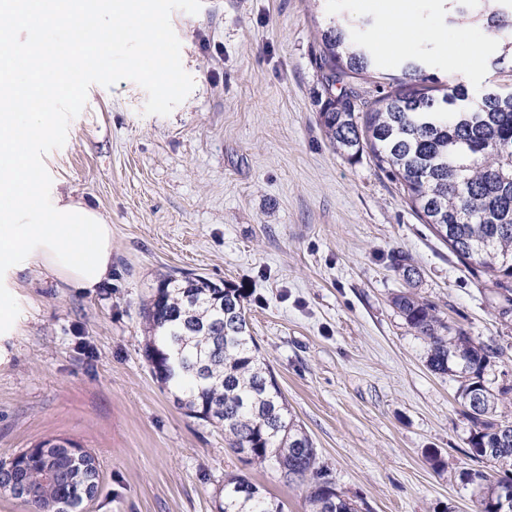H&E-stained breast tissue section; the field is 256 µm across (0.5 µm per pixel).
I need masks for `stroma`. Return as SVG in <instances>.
<instances>
[{"label": "stroma", "instance_id": "1", "mask_svg": "<svg viewBox=\"0 0 512 512\" xmlns=\"http://www.w3.org/2000/svg\"><path fill=\"white\" fill-rule=\"evenodd\" d=\"M137 26L59 101L32 148L45 187L84 197L112 226V281L92 292L25 273L22 334L0 370V462L68 439L99 463L85 512H216L244 474L288 512L307 488L246 462L222 430L178 408L144 356L142 309L164 275L240 289L260 351L317 465L367 512H475L459 381L432 372L426 343L393 305L412 292L450 328L504 354L512 314L481 268L463 265L371 156L347 160L319 122L317 32L341 12L388 26L376 0H150ZM406 46L383 73L431 50L448 79L463 25L415 0ZM161 58L165 85L146 73ZM403 252L413 277L394 269ZM438 462H431L430 453Z\"/></svg>", "mask_w": 512, "mask_h": 512}]
</instances>
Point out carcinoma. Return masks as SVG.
<instances>
[{"instance_id": "cac0c4a2", "label": "carcinoma", "mask_w": 512, "mask_h": 512, "mask_svg": "<svg viewBox=\"0 0 512 512\" xmlns=\"http://www.w3.org/2000/svg\"><path fill=\"white\" fill-rule=\"evenodd\" d=\"M451 22L491 31L499 45L496 67L512 59V0H445ZM423 54L401 61V75L373 99L355 80L379 69L372 43L348 17L331 19L321 32L316 65L325 99L320 125L350 161L363 153L401 186L407 203L463 263L477 264L503 286L512 305V89L473 94L461 82L448 86L427 73ZM427 344V363L459 378V397L470 422L468 453L499 467L460 474L476 496L478 512H512V421L496 418L512 387H490L487 369L503 356L443 323L435 306L411 293L393 301ZM149 340L145 357L175 403L192 417L224 430L234 452L248 462L277 465L307 483L310 512H359L317 467L313 442L288 410L271 370L259 355L245 316L243 296L196 275L190 283L172 274L161 280L144 309ZM44 445L0 465V491L20 472L34 490L29 512H83L85 480L65 464L47 471ZM218 512H285L245 475L224 479Z\"/></svg>"}]
</instances>
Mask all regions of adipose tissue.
I'll use <instances>...</instances> for the list:
<instances>
[{
  "label": "adipose tissue",
  "mask_w": 512,
  "mask_h": 512,
  "mask_svg": "<svg viewBox=\"0 0 512 512\" xmlns=\"http://www.w3.org/2000/svg\"><path fill=\"white\" fill-rule=\"evenodd\" d=\"M132 24L158 25L143 0H0V364L31 264L87 292L112 277L111 224L84 198L47 191L30 152L53 125L54 103L78 89V70Z\"/></svg>",
  "instance_id": "1"
}]
</instances>
